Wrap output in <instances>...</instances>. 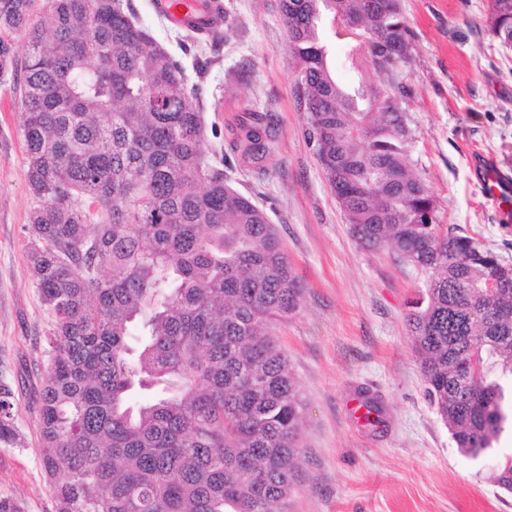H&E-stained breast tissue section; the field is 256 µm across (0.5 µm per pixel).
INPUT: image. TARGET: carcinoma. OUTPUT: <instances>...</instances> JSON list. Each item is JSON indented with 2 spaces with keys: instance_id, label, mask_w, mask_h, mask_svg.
<instances>
[{
  "instance_id": "1",
  "label": "carcinoma",
  "mask_w": 512,
  "mask_h": 512,
  "mask_svg": "<svg viewBox=\"0 0 512 512\" xmlns=\"http://www.w3.org/2000/svg\"><path fill=\"white\" fill-rule=\"evenodd\" d=\"M282 14L325 180L363 249L429 273L407 316L427 396L461 455L486 456L512 429V265L445 231L413 169L400 0H282ZM134 15L132 0H0V80L19 84L38 202L28 261L55 317L40 466L55 512H286L304 404L278 328L304 286L209 155L182 63ZM488 23L511 46L512 0H488ZM328 30L375 80L337 79ZM249 117L241 157L262 160L270 116ZM12 396L0 384V443L16 441ZM490 480L512 493V466L494 457Z\"/></svg>"
}]
</instances>
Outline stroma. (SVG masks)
Instances as JSON below:
<instances>
[{"mask_svg": "<svg viewBox=\"0 0 512 512\" xmlns=\"http://www.w3.org/2000/svg\"><path fill=\"white\" fill-rule=\"evenodd\" d=\"M233 24L220 44L198 43L133 0L136 22L181 60L201 87L209 153L233 160L231 184L263 208L306 285L300 312L279 334L305 403L301 461L288 512H512V495L487 478L489 461L459 454L430 404L407 327L427 275L390 252L371 253L349 226L305 137L294 59L280 0H223ZM488 0H401L413 32L400 104L415 172L437 218L481 239L512 264V223L480 185L476 158L512 175V47L488 30ZM12 83L0 84V382L11 385L19 442L0 445V500L54 512L39 463L36 398L53 317L29 261L30 216ZM271 114L273 154L236 159L247 112ZM377 399L383 427L352 404Z\"/></svg>", "mask_w": 512, "mask_h": 512, "instance_id": "1", "label": "stroma"}]
</instances>
